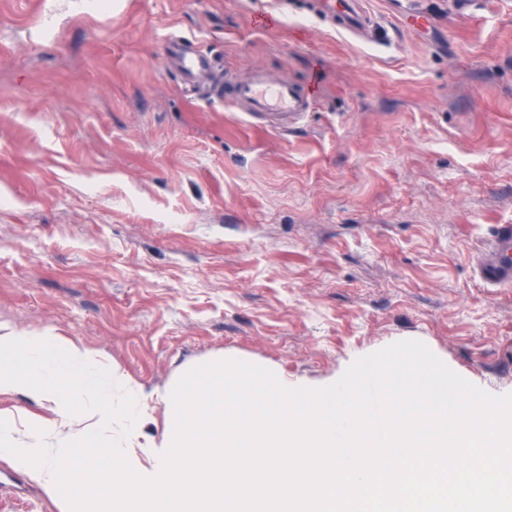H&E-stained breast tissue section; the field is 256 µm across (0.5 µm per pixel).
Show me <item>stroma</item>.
<instances>
[{
  "instance_id": "1",
  "label": "stroma",
  "mask_w": 512,
  "mask_h": 512,
  "mask_svg": "<svg viewBox=\"0 0 512 512\" xmlns=\"http://www.w3.org/2000/svg\"><path fill=\"white\" fill-rule=\"evenodd\" d=\"M353 37L299 0H0V328L56 329L160 393L188 364L289 385L424 342L512 393V286L479 259L512 225V0H366ZM199 41L225 81L262 66L317 112L254 129L166 66ZM0 458V512H62Z\"/></svg>"
}]
</instances>
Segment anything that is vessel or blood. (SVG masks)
I'll return each instance as SVG.
<instances>
[{
    "instance_id": "b4317fda",
    "label": "vessel or blood",
    "mask_w": 512,
    "mask_h": 512,
    "mask_svg": "<svg viewBox=\"0 0 512 512\" xmlns=\"http://www.w3.org/2000/svg\"><path fill=\"white\" fill-rule=\"evenodd\" d=\"M314 11L350 35L366 31L372 23L362 0H315ZM163 54L195 81H206L213 68L208 54L193 51L179 38L166 39ZM318 102L317 77H310L309 88L304 91L293 80L276 77L259 67L231 83L224 93L225 109L243 114L249 123L272 133H285L306 122ZM478 270L481 279L491 286L512 283L511 225H502L490 258L480 261Z\"/></svg>"
}]
</instances>
